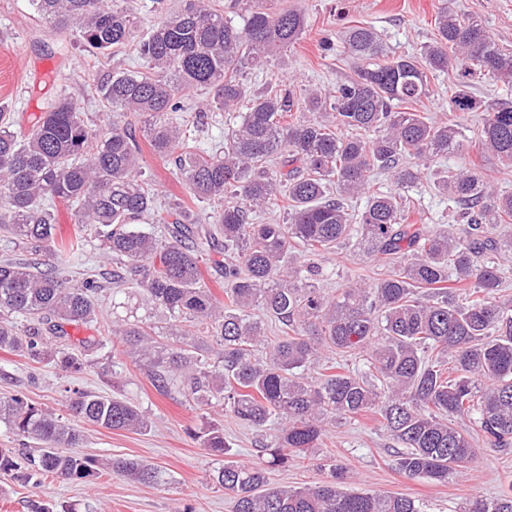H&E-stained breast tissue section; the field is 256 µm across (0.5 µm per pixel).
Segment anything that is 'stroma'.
I'll list each match as a JSON object with an SVG mask.
<instances>
[{
    "mask_svg": "<svg viewBox=\"0 0 512 512\" xmlns=\"http://www.w3.org/2000/svg\"><path fill=\"white\" fill-rule=\"evenodd\" d=\"M273 8L294 6L304 11L306 28L300 41L278 60L277 69L297 87L321 91L332 89L353 74V60L344 43L348 28H375L389 50L416 54L431 41L434 19L442 6L480 18L500 45L512 50V0H268ZM333 49L322 52L323 40ZM88 57L61 34L34 18L27 0H0V101L11 105L17 125L28 127L47 102L60 95L80 96ZM430 94L417 108L435 120L454 119L469 140H476L480 115L450 113L448 99L455 90L451 72L428 75ZM140 165L144 177L162 201L180 199L197 218L210 213L208 204L193 200L173 174V167L143 149ZM416 208L423 211L431 227L452 223L455 205L437 192L431 178L410 189ZM81 251L66 257L65 275L80 283L88 275L112 269L94 234L84 236ZM326 273L320 282L328 293H336L348 281H377L389 274L387 262L354 247L340 248L323 260ZM121 302L126 312L147 320L158 341L171 343L168 313L150 307L139 288L128 285L114 291L105 284L94 327L67 326L72 342L94 337L97 348L88 352V367L72 376L49 362L34 363L19 353L0 350V397L24 396L28 402L63 413L67 389L108 393L126 398L147 411L152 428L145 433L81 425L83 435L76 451L100 459L135 457L165 471L167 484L145 486L106 474L91 484H72L47 477L26 486L0 472V512H37L46 505L69 508L70 512H233L230 496L210 482L216 460L192 438L206 412L178 391L160 395L143 368L124 352L111 333L112 304ZM396 448L379 422L371 418L339 421L330 428L319 455L334 456L346 467L348 483L355 490L399 493L423 502L426 512H460L471 497H492L512 484V450L480 448L467 476L438 485L425 479L409 480L391 465Z\"/></svg>",
    "mask_w": 512,
    "mask_h": 512,
    "instance_id": "obj_1",
    "label": "stroma"
}]
</instances>
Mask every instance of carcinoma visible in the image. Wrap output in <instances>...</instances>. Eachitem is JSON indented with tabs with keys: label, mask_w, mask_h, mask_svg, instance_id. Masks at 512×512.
<instances>
[{
	"label": "carcinoma",
	"mask_w": 512,
	"mask_h": 512,
	"mask_svg": "<svg viewBox=\"0 0 512 512\" xmlns=\"http://www.w3.org/2000/svg\"><path fill=\"white\" fill-rule=\"evenodd\" d=\"M29 4L37 19L92 50L87 89L135 121L96 128L66 95L22 130L1 103L0 232L60 262L81 237L63 239L44 200L68 202L80 230L93 225L104 238L115 264L112 284L132 281L150 305L206 329L219 346L211 362L193 355L188 343H157L140 320L115 323L112 335L130 343L128 354L147 366L157 391L169 392L180 377L197 404L215 401L250 428L275 430L255 465L233 459L224 424L210 421L194 431L218 458L212 481L233 497L234 512H425L410 497L347 489L346 470L335 462L313 485L269 486L268 471L320 447L338 419L377 417L398 447L394 468L409 479L446 483L466 475L478 456L471 427L489 448L512 447V301L498 297L500 259L512 254V238L494 233L512 222V195L495 193L474 164L434 173V187L456 205L463 225L457 232L430 229L408 196L434 161L471 147L458 125L413 108L429 93L428 71L455 73L448 111L481 113L478 145L512 167V98L488 102L471 92L481 75L512 84V52L479 18L442 8L435 40L418 56L392 53L374 29L354 27L345 35L359 61L354 76L300 97L278 76L261 91L245 81L300 40L306 21L298 10L230 0L240 11L235 24L210 0H181L136 44L146 70L114 69L99 80L100 56L127 46L137 26L125 0ZM198 88L213 91L210 106L218 112L245 106L224 142L205 152L189 145V133L207 124V113L181 126L171 122L172 113L185 111V93ZM142 141L173 160L175 176L196 200L212 205L211 223H198L177 200L158 203L140 179ZM378 172L395 188L369 192ZM356 195L366 203L354 224L348 199ZM279 204L284 223L257 222V213ZM142 219L165 225L166 236L157 237ZM218 238L222 304L199 266ZM351 243L396 268L330 297L315 285L323 268L307 258ZM101 289L95 277L73 285L38 258L0 262V350L47 359L69 374L84 371L87 361L66 341L63 325L96 322ZM256 309L281 327L261 358L264 328ZM19 315L28 318L24 330ZM364 352L361 372L333 357ZM67 410L106 429L150 428L137 406L114 396L75 389ZM0 422L38 448L23 463L0 448V471L18 482L40 475L79 483L104 468L139 484L166 482L163 470L140 459L102 463L64 452L79 440L70 421L18 395L0 400ZM463 512H512V487L470 498Z\"/></svg>",
	"instance_id": "cac0c4a2"
}]
</instances>
